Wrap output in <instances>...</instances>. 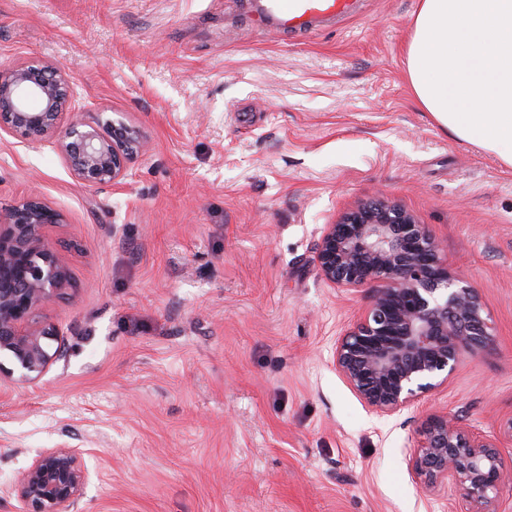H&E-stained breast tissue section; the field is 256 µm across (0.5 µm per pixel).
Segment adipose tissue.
I'll list each match as a JSON object with an SVG mask.
<instances>
[{
    "label": "adipose tissue",
    "instance_id": "ef3b65f1",
    "mask_svg": "<svg viewBox=\"0 0 512 512\" xmlns=\"http://www.w3.org/2000/svg\"><path fill=\"white\" fill-rule=\"evenodd\" d=\"M406 70L442 129L512 166V0H419Z\"/></svg>",
    "mask_w": 512,
    "mask_h": 512
}]
</instances>
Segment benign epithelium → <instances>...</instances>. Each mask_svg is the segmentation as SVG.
<instances>
[{
    "label": "benign epithelium",
    "instance_id": "1",
    "mask_svg": "<svg viewBox=\"0 0 512 512\" xmlns=\"http://www.w3.org/2000/svg\"><path fill=\"white\" fill-rule=\"evenodd\" d=\"M70 80L49 63L0 71V132L48 141L84 185H122L148 141L133 124L100 112L90 124L66 111ZM64 215L38 195L0 209V378L40 381L59 357L60 332L44 309L70 285L68 267L47 236ZM443 247L404 208L379 200L324 225L316 253L321 277L339 288L374 284L355 326L337 338L333 366L373 413L393 417L432 380L490 345L491 327L477 291L454 277ZM413 472L427 489L451 485L465 512H498L503 487L512 492V418L499 436L468 433L447 415L421 425ZM89 471L76 448H49L17 476V512H72Z\"/></svg>",
    "mask_w": 512,
    "mask_h": 512
}]
</instances>
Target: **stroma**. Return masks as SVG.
I'll list each match as a JSON object with an SVG mask.
<instances>
[{"instance_id": "obj_1", "label": "stroma", "mask_w": 512, "mask_h": 512, "mask_svg": "<svg viewBox=\"0 0 512 512\" xmlns=\"http://www.w3.org/2000/svg\"><path fill=\"white\" fill-rule=\"evenodd\" d=\"M418 0H366L304 36L243 0H0V64L49 61L86 122L111 110L151 148L125 185L78 182L49 142L0 134V207L37 195L71 285L45 310L64 355L0 394V512L41 452L80 449L77 512H461L411 470L427 415L512 418V167L415 100ZM396 201L479 293L491 344L400 415L332 365L368 288L319 275L323 227Z\"/></svg>"}]
</instances>
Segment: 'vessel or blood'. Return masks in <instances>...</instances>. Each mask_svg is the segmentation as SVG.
Returning <instances> with one entry per match:
<instances>
[{
  "instance_id": "vessel-or-blood-1",
  "label": "vessel or blood",
  "mask_w": 512,
  "mask_h": 512,
  "mask_svg": "<svg viewBox=\"0 0 512 512\" xmlns=\"http://www.w3.org/2000/svg\"><path fill=\"white\" fill-rule=\"evenodd\" d=\"M262 25L276 31H307L351 16L357 0H247Z\"/></svg>"
}]
</instances>
